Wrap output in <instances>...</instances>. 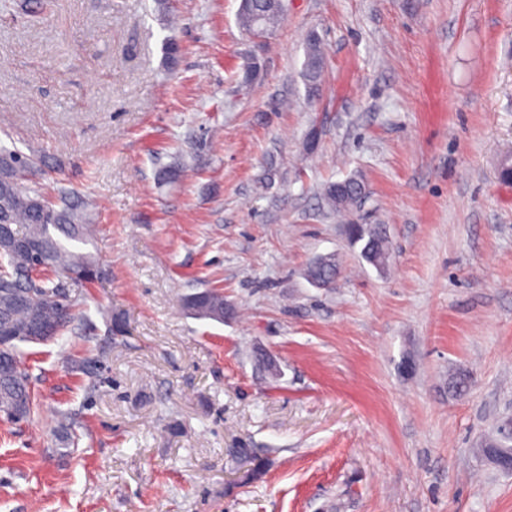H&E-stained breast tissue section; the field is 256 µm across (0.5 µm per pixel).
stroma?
I'll use <instances>...</instances> for the list:
<instances>
[{
	"label": "stroma",
	"instance_id": "1",
	"mask_svg": "<svg viewBox=\"0 0 512 512\" xmlns=\"http://www.w3.org/2000/svg\"><path fill=\"white\" fill-rule=\"evenodd\" d=\"M239 4L0 8V146L91 201L112 314L25 346L0 512H512V0H285L261 36ZM349 176L385 267L322 204ZM209 289L233 316L185 308ZM325 71V57L316 39H309L305 60L302 68V78L309 96H315L323 82ZM349 236L353 245H360V254L365 261L381 267L389 254L388 241L379 227L372 224H349ZM340 274V268L336 261L332 258H325L321 261L313 262L309 268L307 269V276L313 280L312 281L317 286L320 287H330L333 282H319V281H327V280H336L338 275Z\"/></svg>",
	"mask_w": 512,
	"mask_h": 512
}]
</instances>
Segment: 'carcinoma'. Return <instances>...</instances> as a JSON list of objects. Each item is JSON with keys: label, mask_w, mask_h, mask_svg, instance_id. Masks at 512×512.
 <instances>
[{"label": "carcinoma", "mask_w": 512, "mask_h": 512, "mask_svg": "<svg viewBox=\"0 0 512 512\" xmlns=\"http://www.w3.org/2000/svg\"><path fill=\"white\" fill-rule=\"evenodd\" d=\"M283 16L280 0H241L238 21L248 34L262 35L276 27ZM325 57L320 43L308 41L302 78L308 95L318 93L323 82ZM42 163L35 153L0 149V332L13 337L0 349V416L18 422L15 401L28 403L23 417L34 406L30 378L22 344L43 336L49 342L61 336L85 314V296L71 289L100 278L103 270L95 254L81 249L89 243L92 227L87 204L64 187L47 195L32 180L34 168ZM366 185L358 178L330 184L323 193L328 209L347 213L365 196ZM350 241L361 246L365 261L381 267L389 254L388 241L377 225H349ZM340 268L332 258L313 262L307 276L313 280H334ZM186 306L213 319L224 313V294L210 291L206 298L196 295Z\"/></svg>", "instance_id": "1"}]
</instances>
